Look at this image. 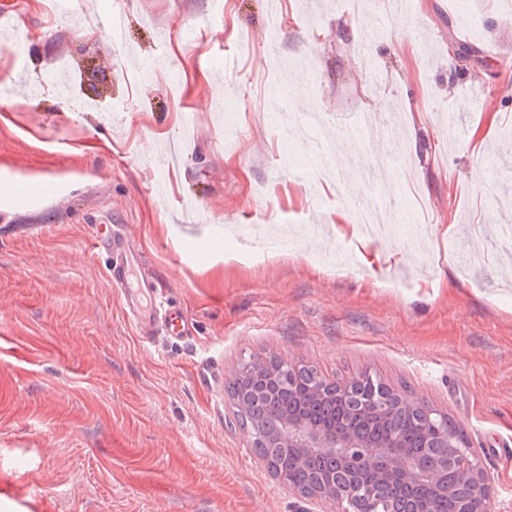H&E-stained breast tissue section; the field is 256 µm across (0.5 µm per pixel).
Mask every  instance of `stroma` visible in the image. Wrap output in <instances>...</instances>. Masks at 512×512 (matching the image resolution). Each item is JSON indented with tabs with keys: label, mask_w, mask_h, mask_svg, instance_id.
Wrapping results in <instances>:
<instances>
[{
	"label": "stroma",
	"mask_w": 512,
	"mask_h": 512,
	"mask_svg": "<svg viewBox=\"0 0 512 512\" xmlns=\"http://www.w3.org/2000/svg\"><path fill=\"white\" fill-rule=\"evenodd\" d=\"M17 2L0 83L39 91L0 103V512H302L227 399L253 355L407 386L462 430L492 512H512V239L491 233L512 218V0H419L405 55L359 35L397 27L392 0L363 18L350 0ZM109 11L122 45L94 22ZM305 73L307 94L277 103L326 114L319 154L268 112L270 76ZM490 112L481 152L452 138ZM493 151L488 191L471 173ZM28 184L44 194L9 213ZM366 196L425 219L337 235ZM101 224L135 239L185 336L139 338L89 247Z\"/></svg>",
	"instance_id": "obj_1"
}]
</instances>
